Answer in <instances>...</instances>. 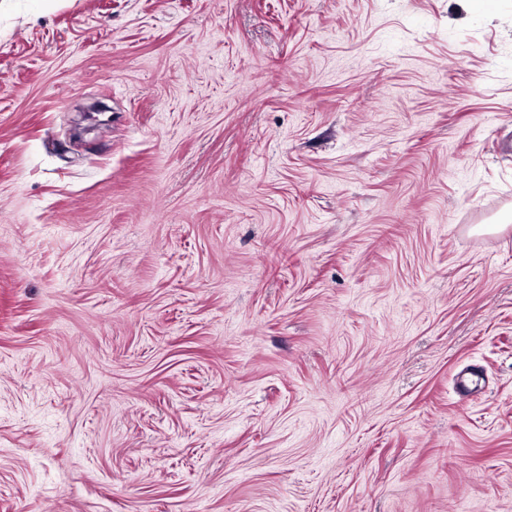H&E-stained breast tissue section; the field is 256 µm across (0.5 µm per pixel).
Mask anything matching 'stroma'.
Here are the masks:
<instances>
[{"label": "stroma", "mask_w": 512, "mask_h": 512, "mask_svg": "<svg viewBox=\"0 0 512 512\" xmlns=\"http://www.w3.org/2000/svg\"><path fill=\"white\" fill-rule=\"evenodd\" d=\"M511 213L512 0H0V512H512Z\"/></svg>", "instance_id": "1"}]
</instances>
